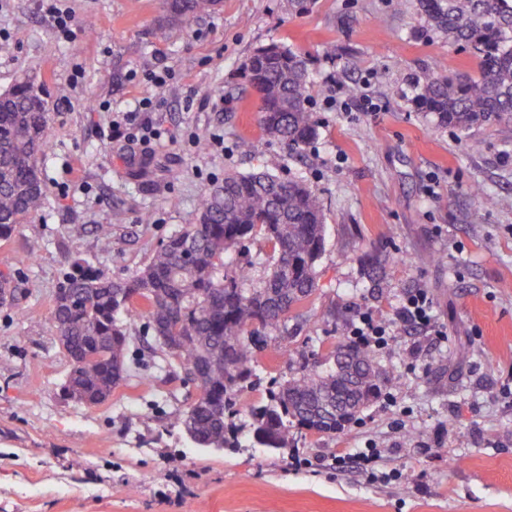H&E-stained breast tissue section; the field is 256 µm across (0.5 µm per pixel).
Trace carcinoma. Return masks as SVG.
Listing matches in <instances>:
<instances>
[{"mask_svg": "<svg viewBox=\"0 0 512 512\" xmlns=\"http://www.w3.org/2000/svg\"><path fill=\"white\" fill-rule=\"evenodd\" d=\"M215 0H166L169 23L185 27L214 11ZM420 11L454 45L479 61L475 77L452 76L453 58L416 96L420 111L466 130L512 121V0H417ZM247 82L259 100L265 133L297 153L318 137L309 108L305 57L278 43L257 49ZM44 100L27 81L0 106V239L42 212L47 190L39 159L49 144ZM326 224L318 194L298 177L268 170L227 173L202 196L195 220L175 232L143 266L123 279L101 271L71 273L53 297L51 328L70 369L64 388L89 406L107 401L124 381L129 329L145 321L166 367L198 390L171 424L203 448H240L229 423L253 377L255 353L288 334V321L317 288ZM256 241L268 253L263 276L231 274L224 256ZM367 278L378 286L387 261L369 255ZM145 308H137L138 301ZM329 369L304 368L250 411L251 443L286 448L294 429L333 436L355 423L381 394L384 377L371 352L336 342Z\"/></svg>", "mask_w": 512, "mask_h": 512, "instance_id": "1", "label": "carcinoma"}]
</instances>
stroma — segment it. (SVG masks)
I'll return each instance as SVG.
<instances>
[{"label": "stroma", "instance_id": "obj_1", "mask_svg": "<svg viewBox=\"0 0 512 512\" xmlns=\"http://www.w3.org/2000/svg\"><path fill=\"white\" fill-rule=\"evenodd\" d=\"M66 3L70 43L36 0H0L10 34L0 93L23 75L39 85L52 136L40 162L46 206L0 243V277L19 289L0 304V512H512V404L503 396L512 387V124L462 131L415 105L439 60L472 74L476 57L451 46L416 0H312L302 13L289 0H223L186 29L168 25L165 0ZM273 42L307 61L319 136L298 155L267 140L245 78L253 52ZM160 65L173 77L150 89L145 77ZM148 94L156 139L131 146L103 136L111 111L133 110ZM366 97L377 111L364 110ZM215 133L223 148L199 150ZM247 139L259 151L242 152ZM263 168L320 195L327 237L317 290L288 339L256 354L258 379L240 395L235 424L248 431L251 407L303 363L326 365L354 305L387 317L409 289L426 288L448 337L400 328L375 353L394 403L377 400L333 436L295 433L276 452L199 448L169 420L196 392L159 370L161 352L140 321L128 378L109 400L66 397L69 361L50 324L65 274L77 265L130 276L193 222L225 173ZM482 192L497 204L477 221ZM98 224L112 227L110 251L99 248ZM34 240L41 251L20 263ZM369 253L389 260L378 288L364 274ZM371 446L382 450L379 471L401 479L373 482L337 465L339 453Z\"/></svg>", "mask_w": 512, "mask_h": 512}]
</instances>
